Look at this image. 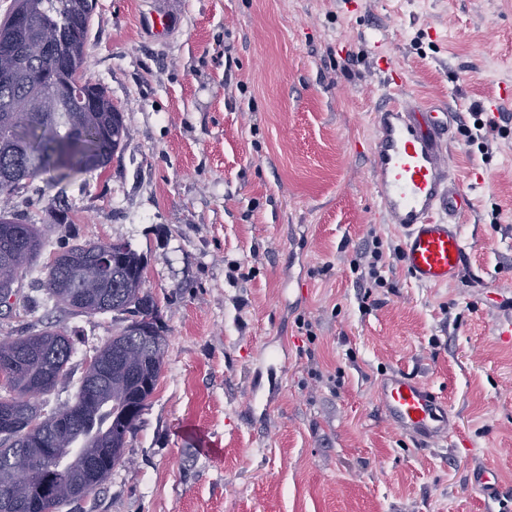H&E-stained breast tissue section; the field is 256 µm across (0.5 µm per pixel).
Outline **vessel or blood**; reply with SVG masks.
<instances>
[{
    "mask_svg": "<svg viewBox=\"0 0 512 512\" xmlns=\"http://www.w3.org/2000/svg\"><path fill=\"white\" fill-rule=\"evenodd\" d=\"M389 92L374 113L371 145L373 186L386 223L404 239V268L410 278L432 287L459 283L469 269L459 217L473 202L448 172V142L461 115L440 118L435 110L399 98L401 72L387 57ZM378 400L388 420L417 446L446 439L451 417L444 399L426 382L402 370L383 378ZM472 485L486 499L499 497L491 468L475 470Z\"/></svg>",
    "mask_w": 512,
    "mask_h": 512,
    "instance_id": "obj_1",
    "label": "vessel or blood"
}]
</instances>
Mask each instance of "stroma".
Returning <instances> with one entry per match:
<instances>
[{"mask_svg":"<svg viewBox=\"0 0 512 512\" xmlns=\"http://www.w3.org/2000/svg\"><path fill=\"white\" fill-rule=\"evenodd\" d=\"M151 6L96 0L91 19L85 72L125 116L120 152L9 203L44 248L0 337L73 338L48 407L124 325L46 300L63 248L128 242L168 339L131 465L84 512H512V339L494 333L512 319V0H170L163 42L141 30ZM382 54L408 100L464 115L449 171L474 202L471 272L454 287L409 278L378 210ZM375 238L395 287L368 294ZM395 370L447 402L448 442L416 447L387 420L377 386ZM485 465L495 504L471 486Z\"/></svg>","mask_w":512,"mask_h":512,"instance_id":"1","label":"stroma"}]
</instances>
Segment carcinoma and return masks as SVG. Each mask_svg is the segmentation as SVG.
<instances>
[{
  "mask_svg": "<svg viewBox=\"0 0 512 512\" xmlns=\"http://www.w3.org/2000/svg\"><path fill=\"white\" fill-rule=\"evenodd\" d=\"M94 9L93 0H13L0 21V199L11 198L38 176L103 168L121 148L127 134L124 115L83 68ZM46 32L50 51L30 53V44ZM76 87L82 92L78 105L71 98ZM19 226L25 231L26 254L17 265L15 236L7 230ZM43 247L34 225L0 208V292L32 265ZM104 254L110 262L102 266L99 257ZM144 282L143 257L121 241L72 245L48 265L43 287L55 305L75 314L127 315V325L94 357L104 362L112 345L124 344L146 363L139 380L117 374L112 384L95 390L91 403L89 368L72 403L44 413L28 397L32 382L47 379L46 395L66 374L73 343L65 329L0 338V359L14 363L12 395L0 399V430H7L0 435V473L29 468L24 486H0V512H36L34 503L42 499L43 481L50 474L65 497L83 502L89 495L80 479L86 451L99 462V487L126 466L127 436L158 386L167 347L158 306L143 292ZM29 414L44 421L50 433L44 443L54 453L37 459L31 455L22 424Z\"/></svg>",
  "mask_w": 512,
  "mask_h": 512,
  "instance_id": "cac0c4a2",
  "label": "carcinoma"
}]
</instances>
